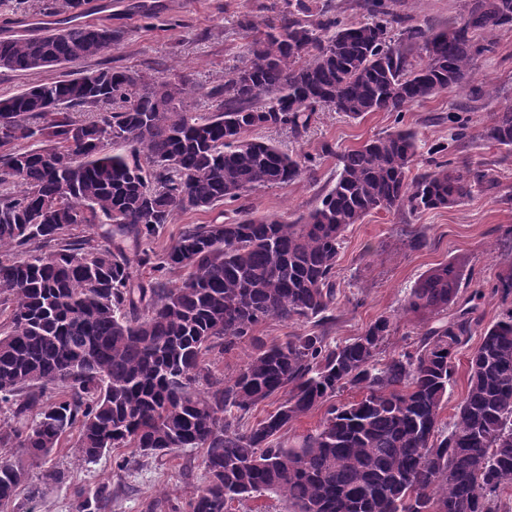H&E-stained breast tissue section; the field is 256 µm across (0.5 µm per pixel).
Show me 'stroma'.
<instances>
[{"label":"stroma","instance_id":"obj_1","mask_svg":"<svg viewBox=\"0 0 512 512\" xmlns=\"http://www.w3.org/2000/svg\"><path fill=\"white\" fill-rule=\"evenodd\" d=\"M286 8V0H86L80 22L122 30L124 40L99 57L63 67L0 69V97L101 68L154 73L178 66L194 74L200 89L189 104L202 112L210 105L209 91L238 65L249 25L278 19ZM393 8L407 23L441 29L458 18L460 0H394ZM55 22L52 0H30L24 12L0 6V38L37 36ZM470 82L488 86L489 95L473 99L469 87L442 92L406 108L401 123L416 133L423 166L430 148L448 141L449 113H460L468 120V137L451 143L448 157L494 169L499 193L477 191L459 206L415 215L374 212L351 225L336 267L340 294L336 320L327 330L330 341L352 340L386 315L394 328L387 349L398 350L419 325L403 310L404 298L429 268L446 261L456 265L461 288L448 308L452 314L465 307L474 289L487 288L498 273L512 269V149L489 145L480 136L494 114L512 106V29L498 33L495 53L478 59ZM397 123L388 112L351 121L326 109L317 112L301 137L278 129L258 135L289 152L315 153L325 142L338 152L389 133ZM335 170L334 155L324 157L315 173L286 186L259 188L246 204L260 215L306 212L331 187ZM413 232L426 239L416 250L406 245ZM202 460L199 448L163 458L136 457L131 449L116 448L83 466L73 448H64L29 467L13 506L18 512H76L75 487L103 486L108 495L100 503L102 512H185L190 493L207 482Z\"/></svg>","mask_w":512,"mask_h":512}]
</instances>
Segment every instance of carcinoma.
<instances>
[{"mask_svg":"<svg viewBox=\"0 0 512 512\" xmlns=\"http://www.w3.org/2000/svg\"><path fill=\"white\" fill-rule=\"evenodd\" d=\"M278 21L252 31L239 65L213 88L210 112L189 108L185 70L156 76L99 69L0 97V504L34 462L78 430V460L113 448L167 456L204 449L207 484L189 512H229L265 494L287 512H512V271L492 294L503 310L469 357L464 395L443 423L458 349L479 319L474 308L443 313L459 291L451 263L410 289L406 310L435 323L382 357L393 331L381 315L363 334L331 345L323 327L338 301L344 233L372 211L411 214L453 207L474 190L494 193L489 169L431 160L413 172L415 133L397 128L338 152L287 153L253 136L281 128L295 137L327 108L351 119L401 112L466 84L475 61L512 27V0H462L460 20L438 30L407 25L382 0L349 22L317 0H288ZM107 26L73 24L0 39V68L30 71L91 59L118 45ZM486 142L512 148V109L483 127ZM336 156L333 186L292 218L257 216L241 204L264 186L291 184L321 156ZM239 203L235 218L189 224L163 253L136 246L175 213ZM100 224L102 237H70ZM22 249L14 261L7 253ZM152 275L138 279L133 266ZM184 272L181 283L166 276ZM313 324L268 342L262 323ZM249 342L254 352L229 381L208 356ZM63 386L45 399L47 385ZM356 396L344 403V390ZM281 393L277 409L241 421ZM325 408L316 428L281 433ZM106 490H77L91 512Z\"/></svg>","mask_w":512,"mask_h":512,"instance_id":"cac0c4a2","label":"carcinoma"}]
</instances>
